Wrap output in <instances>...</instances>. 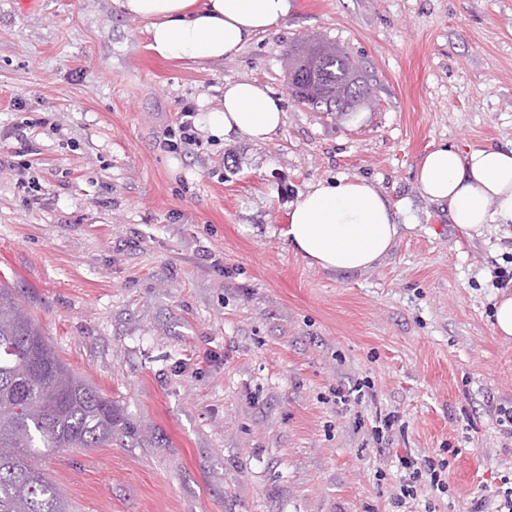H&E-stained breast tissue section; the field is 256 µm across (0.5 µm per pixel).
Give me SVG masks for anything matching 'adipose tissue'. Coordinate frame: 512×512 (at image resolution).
I'll return each mask as SVG.
<instances>
[{"mask_svg": "<svg viewBox=\"0 0 512 512\" xmlns=\"http://www.w3.org/2000/svg\"><path fill=\"white\" fill-rule=\"evenodd\" d=\"M127 15L147 20L151 49L166 59L217 61L237 55L256 35L288 14L289 0H123ZM281 101L258 81L224 85L222 106L210 110L213 135L269 140L283 123ZM416 183L428 202L447 207L448 219L478 229L512 223V148L466 151L441 145L427 152ZM399 226L393 205L373 183L339 178L309 187L292 209L285 235L309 265L363 271L392 249Z\"/></svg>", "mask_w": 512, "mask_h": 512, "instance_id": "ef3b65f1", "label": "adipose tissue"}]
</instances>
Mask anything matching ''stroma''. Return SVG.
I'll list each match as a JSON object with an SVG mask.
<instances>
[{
  "label": "stroma",
  "mask_w": 512,
  "mask_h": 512,
  "mask_svg": "<svg viewBox=\"0 0 512 512\" xmlns=\"http://www.w3.org/2000/svg\"><path fill=\"white\" fill-rule=\"evenodd\" d=\"M221 62L166 60L117 0H0V283L133 437L44 461L72 512H495L512 444V337L493 285L512 224L465 229L421 198L429 150L512 145V0H290ZM362 64L374 109L299 105L303 35ZM281 99L270 140L214 137L224 85ZM22 101L33 154L9 133ZM197 135L167 149L185 106ZM372 182L401 230L365 271L310 266L284 235L310 185ZM363 386L361 401L337 391ZM406 423L386 452L376 413ZM448 463L446 494L397 510L398 458ZM494 328L504 337H512V295L501 294L500 300L494 305Z\"/></svg>",
  "instance_id": "35a3bbf8"
}]
</instances>
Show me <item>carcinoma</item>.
<instances>
[{"mask_svg":"<svg viewBox=\"0 0 512 512\" xmlns=\"http://www.w3.org/2000/svg\"><path fill=\"white\" fill-rule=\"evenodd\" d=\"M313 64L315 85L303 83L301 104L326 115L349 116L372 88L340 46L308 56L298 49L288 73ZM134 428L121 407L73 372L39 325L0 283V512H71L45 472L49 448H104Z\"/></svg>","mask_w":512,"mask_h":512,"instance_id":"carcinoma-1","label":"carcinoma"}]
</instances>
